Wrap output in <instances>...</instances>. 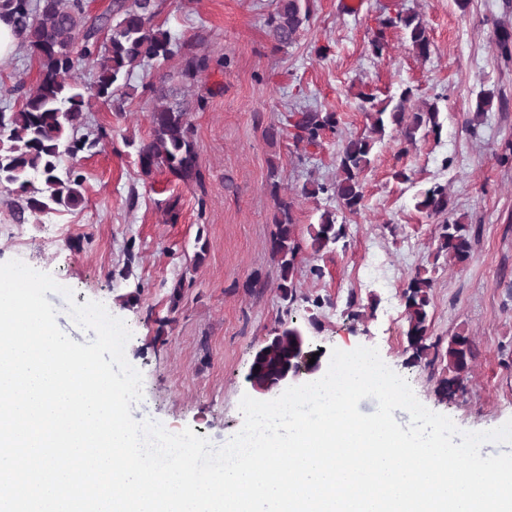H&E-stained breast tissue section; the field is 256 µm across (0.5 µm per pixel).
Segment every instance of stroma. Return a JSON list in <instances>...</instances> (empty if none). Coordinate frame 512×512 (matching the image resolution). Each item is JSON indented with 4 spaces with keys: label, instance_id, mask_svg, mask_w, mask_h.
Returning <instances> with one entry per match:
<instances>
[{
    "label": "stroma",
    "instance_id": "obj_1",
    "mask_svg": "<svg viewBox=\"0 0 512 512\" xmlns=\"http://www.w3.org/2000/svg\"><path fill=\"white\" fill-rule=\"evenodd\" d=\"M272 0H164L157 22L172 35H202L207 50L227 66L205 76L196 93H210L204 111L190 116L206 191L198 193L168 174H141L136 145L150 136L149 103L142 94L150 74L135 69L121 107L97 102L87 129L109 134L99 152L62 157L60 171L82 175L85 200L74 210L30 215L17 223L14 194L0 186V263L19 259L71 288L77 303L96 301L132 333L126 357L143 378L134 419L168 431L192 429L213 446L243 426L239 403L253 388L246 376L253 353L281 324L301 329L310 348L329 364L332 349L377 348L431 411L464 431L496 428L512 418V162L498 154L512 143V59L498 33L512 31V0H361L358 11L341 0H316V9L292 46L278 49L265 18ZM410 9L431 42L420 57L403 31H387V46L371 41L383 20ZM330 44L327 58L315 48ZM39 66L18 48L0 67V106L19 102ZM413 92V104L437 100L441 136L400 150L388 127L363 176L365 206L357 214L336 201L302 195L310 180H335L336 154L345 139L367 131L360 93L384 101ZM494 98L480 124L472 121L480 91ZM336 113L337 134H325L313 155H303L290 134L267 144L263 129L285 125L299 107ZM277 166L280 193L292 200L297 257V299L284 305L279 269L270 249L273 202L268 171ZM409 179H394L395 171ZM448 188L455 215L467 223L472 257L463 265L436 257L439 218L416 207L434 184ZM347 235L321 252L310 232L325 210ZM321 268L322 277L311 268ZM434 280L429 307L431 340L462 331L477 353L450 399L437 390L444 361L408 364L402 290L416 272ZM261 278L265 286L248 289ZM185 288L171 305L176 281ZM323 299L315 308L314 299ZM317 315L319 327L308 323Z\"/></svg>",
    "mask_w": 512,
    "mask_h": 512
}]
</instances>
